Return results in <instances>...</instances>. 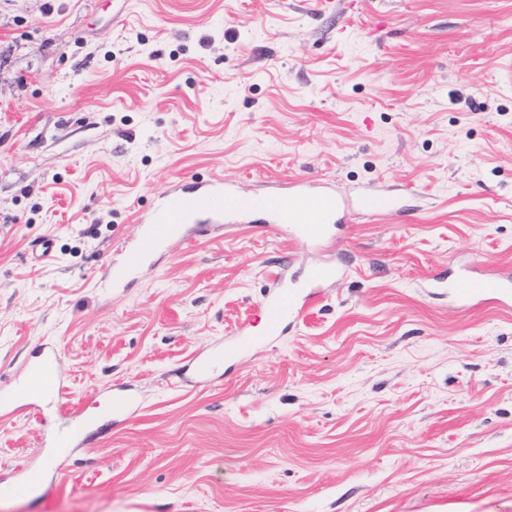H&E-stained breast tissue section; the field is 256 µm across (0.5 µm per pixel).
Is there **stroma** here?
<instances>
[{
    "label": "stroma",
    "mask_w": 512,
    "mask_h": 512,
    "mask_svg": "<svg viewBox=\"0 0 512 512\" xmlns=\"http://www.w3.org/2000/svg\"><path fill=\"white\" fill-rule=\"evenodd\" d=\"M214 179L406 207L320 247L192 224L102 287L161 192ZM318 263L343 276L296 328L194 377ZM509 264L512 0H0V391L44 344L69 388L0 416V478L42 473L0 512H512V306L424 286ZM92 429L93 423L91 421L78 418L67 430L56 434L51 440V445L53 448H60V450L71 448L79 441H83Z\"/></svg>",
    "instance_id": "1"
}]
</instances>
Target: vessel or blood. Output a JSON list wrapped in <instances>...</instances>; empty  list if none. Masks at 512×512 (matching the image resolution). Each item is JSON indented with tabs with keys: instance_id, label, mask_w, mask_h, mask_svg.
Instances as JSON below:
<instances>
[{
	"instance_id": "vessel-or-blood-1",
	"label": "vessel or blood",
	"mask_w": 512,
	"mask_h": 512,
	"mask_svg": "<svg viewBox=\"0 0 512 512\" xmlns=\"http://www.w3.org/2000/svg\"><path fill=\"white\" fill-rule=\"evenodd\" d=\"M398 198L374 192H352L329 182H290L285 193L245 195L231 184L215 180L195 183L163 192L162 201L137 238L123 249V257L113 266L109 287H120L172 240L183 237L186 225L204 218L232 220L262 211L272 223L287 227L290 236L304 244H314L328 237L329 226L344 216L357 213L379 215L400 211ZM340 274L333 265L312 266L303 288H277L261 304L263 329L261 335L247 334L225 345V361H233L243 351L262 341L281 336L295 326L318 288L335 280ZM432 287L447 289L458 302L477 300L512 303V271L476 275L470 272L449 277L437 273L430 278ZM56 347L45 345L35 353L23 382L26 392L34 398L56 403L66 398L67 388L59 375ZM91 421L79 418L51 440L52 447L65 449L84 440L92 431Z\"/></svg>"
}]
</instances>
